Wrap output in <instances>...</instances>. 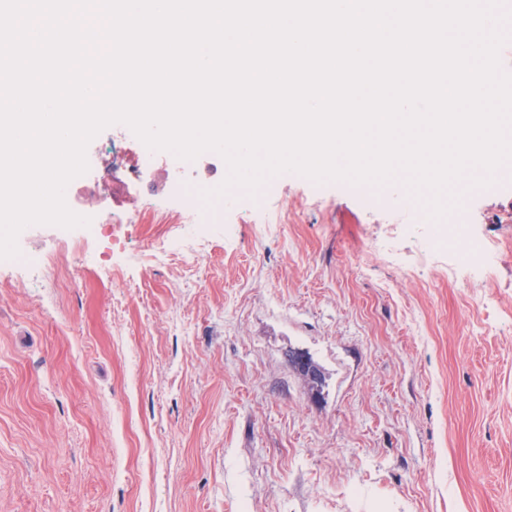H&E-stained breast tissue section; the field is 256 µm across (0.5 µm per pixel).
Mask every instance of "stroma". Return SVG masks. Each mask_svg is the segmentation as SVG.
Segmentation results:
<instances>
[{"instance_id":"obj_1","label":"stroma","mask_w":512,"mask_h":512,"mask_svg":"<svg viewBox=\"0 0 512 512\" xmlns=\"http://www.w3.org/2000/svg\"><path fill=\"white\" fill-rule=\"evenodd\" d=\"M99 146L73 195L124 225L0 263V512H512V181L462 200L487 263L296 174L182 254L165 164Z\"/></svg>"}]
</instances>
